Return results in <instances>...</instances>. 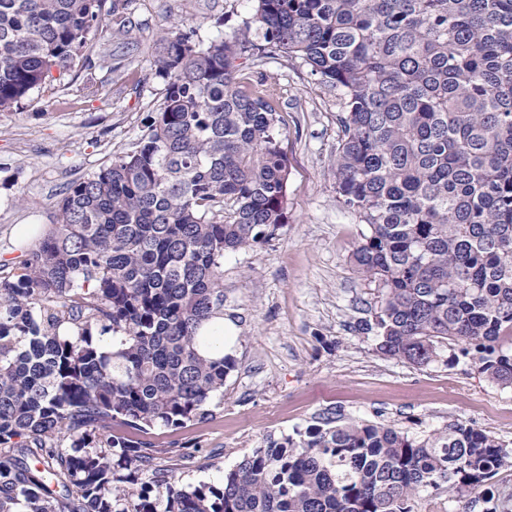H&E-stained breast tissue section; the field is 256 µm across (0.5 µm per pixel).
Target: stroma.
Listing matches in <instances>:
<instances>
[{
	"mask_svg": "<svg viewBox=\"0 0 512 512\" xmlns=\"http://www.w3.org/2000/svg\"><path fill=\"white\" fill-rule=\"evenodd\" d=\"M250 0H126L92 36L90 65L47 83L0 115V266L58 220L67 184L133 150L163 101L157 37L181 23L197 40L232 32ZM277 102L290 163L288 221L264 243L224 254V314L238 327L234 363L204 423L158 428L146 439L170 453L196 449L183 482L220 483L266 438L336 414L411 436L468 422L512 447V390L469 363L419 367L379 355L356 331L376 293L349 257L366 231L336 197L332 157L340 134L335 89L300 62L266 57L242 72Z\"/></svg>",
	"mask_w": 512,
	"mask_h": 512,
	"instance_id": "35a3bbf8",
	"label": "stroma"
}]
</instances>
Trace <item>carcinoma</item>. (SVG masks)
Instances as JSON below:
<instances>
[{
	"mask_svg": "<svg viewBox=\"0 0 512 512\" xmlns=\"http://www.w3.org/2000/svg\"><path fill=\"white\" fill-rule=\"evenodd\" d=\"M253 2L205 46L160 37L146 133L68 184L59 222L0 273V512H416L428 490L489 503L512 469L462 422L409 436L329 417L218 486L155 464L143 436L207 421L233 368L202 332L224 315V253L287 222L279 115L243 59L277 53L336 89V195L367 227L350 261L378 293L358 330L386 358H467L512 389V0ZM118 10L0 0V112L86 62Z\"/></svg>",
	"mask_w": 512,
	"mask_h": 512,
	"instance_id": "obj_1",
	"label": "carcinoma"
}]
</instances>
